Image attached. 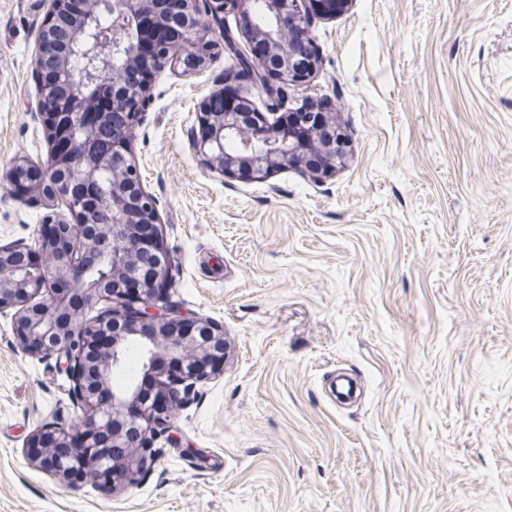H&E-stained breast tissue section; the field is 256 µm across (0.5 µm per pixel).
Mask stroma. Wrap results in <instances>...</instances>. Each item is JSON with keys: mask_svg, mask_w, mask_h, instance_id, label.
Listing matches in <instances>:
<instances>
[{"mask_svg": "<svg viewBox=\"0 0 512 512\" xmlns=\"http://www.w3.org/2000/svg\"><path fill=\"white\" fill-rule=\"evenodd\" d=\"M48 0H0V168L46 159L36 34ZM153 77L133 157L160 216L172 300L223 326V375L170 407L179 438L109 493L53 480L29 434L79 423L52 356L0 314V512H512V0H353L308 37L288 104L328 103L346 141L315 182L215 177L188 145L231 62ZM49 208L0 182V243ZM361 400L336 401L337 372Z\"/></svg>", "mask_w": 512, "mask_h": 512, "instance_id": "obj_1", "label": "stroma"}]
</instances>
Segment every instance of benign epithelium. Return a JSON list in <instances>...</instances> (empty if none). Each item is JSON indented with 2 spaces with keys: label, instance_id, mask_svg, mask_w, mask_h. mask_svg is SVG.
<instances>
[{
  "label": "benign epithelium",
  "instance_id": "benign-epithelium-1",
  "mask_svg": "<svg viewBox=\"0 0 512 512\" xmlns=\"http://www.w3.org/2000/svg\"><path fill=\"white\" fill-rule=\"evenodd\" d=\"M49 0L39 27L33 79L40 99L37 117L46 128L49 156L14 159L0 180L24 192L38 191L47 205L63 207L55 220L40 225L35 246L22 241L0 244V313L15 310V339L28 355H54L69 381L68 395L81 404L80 425L51 423L26 443L28 459L54 479L72 483L77 463L90 464L100 483L116 490L156 462L152 439L170 432L167 409L142 413L143 423L127 436L116 427L140 398L139 384L116 387L131 344L140 352L138 372L157 375L164 400L186 395L198 382L224 372L230 344L224 327L181 311L166 296L169 254L163 243L156 201L144 187L132 160L131 142L151 102L152 83L134 93L123 90L126 72L146 59L154 69L167 61L188 68L202 63L196 45L207 30L202 14L224 22L237 0ZM243 19L224 35L242 38L244 69L229 72L227 82L258 73L259 90L279 98L290 86L309 83L319 53L306 37L312 19L334 18L352 0H326L323 11L311 0H244ZM86 61L85 76L104 79L116 58L122 69L112 77L111 111L123 115L121 132L104 147L94 141L91 104L73 94L72 59ZM278 112H214L205 97L198 105L190 146L200 163L221 177L251 170L254 180L293 166L314 180L329 176L345 154L346 142L327 119L307 132L304 142L280 131ZM111 173L102 187V173ZM50 261L32 260L35 251ZM104 304L96 314L90 311ZM109 390L106 402L98 398ZM127 449L115 457L101 448Z\"/></svg>",
  "mask_w": 512,
  "mask_h": 512
}]
</instances>
